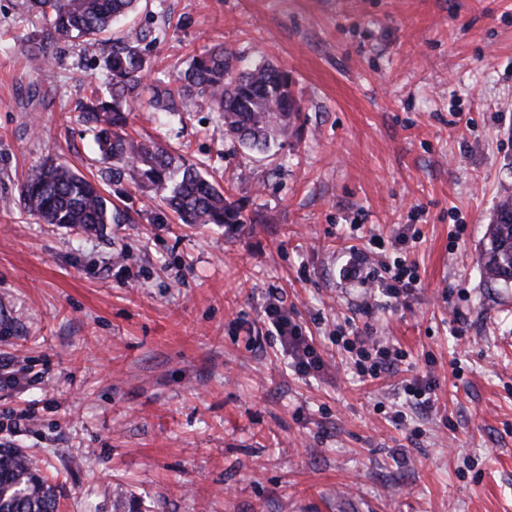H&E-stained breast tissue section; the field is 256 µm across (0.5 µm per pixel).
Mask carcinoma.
<instances>
[{
    "label": "carcinoma",
    "instance_id": "cac0c4a2",
    "mask_svg": "<svg viewBox=\"0 0 512 512\" xmlns=\"http://www.w3.org/2000/svg\"><path fill=\"white\" fill-rule=\"evenodd\" d=\"M47 26L22 38L26 56L46 78L50 48L92 40L114 22L135 14L139 0H22ZM150 32L131 26L112 39L104 59L109 81L90 88L82 103L84 121L94 132L104 175L112 183L130 178L142 191L167 190L164 204L184 224H243L242 207L207 180L196 165L153 141L128 132L135 112H175L177 99H198L224 121V133L243 146L266 151L297 132L302 107L288 70L267 63L251 69L222 45L192 57L171 89L148 83L152 61L146 53ZM25 212L45 224L101 231L125 218L81 173L46 159L20 187ZM481 273L490 285H512V195L499 196L482 252ZM56 488L39 464L20 448L0 447V512H57Z\"/></svg>",
    "mask_w": 512,
    "mask_h": 512
}]
</instances>
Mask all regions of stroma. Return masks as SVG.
<instances>
[{"label": "stroma", "mask_w": 512, "mask_h": 512, "mask_svg": "<svg viewBox=\"0 0 512 512\" xmlns=\"http://www.w3.org/2000/svg\"><path fill=\"white\" fill-rule=\"evenodd\" d=\"M20 2L0 0V351L26 378L0 389V443L55 476L62 512H512V286L479 265L512 187V0H143L151 80L224 45L288 69L300 131L263 154L196 101L135 113L249 221L184 224L104 181L131 221L88 233L37 222L18 188L49 157L101 179L79 102L109 45L54 50L39 77ZM353 224L415 262L406 298L348 249ZM272 297L313 375L270 337ZM344 315L406 351L397 371L358 377ZM413 378L435 407L395 425ZM265 316L279 336L282 346L291 355L294 372L306 377L317 371L321 358L303 336L301 327L288 317L287 310L279 304L269 303Z\"/></svg>", "instance_id": "35a3bbf8"}]
</instances>
